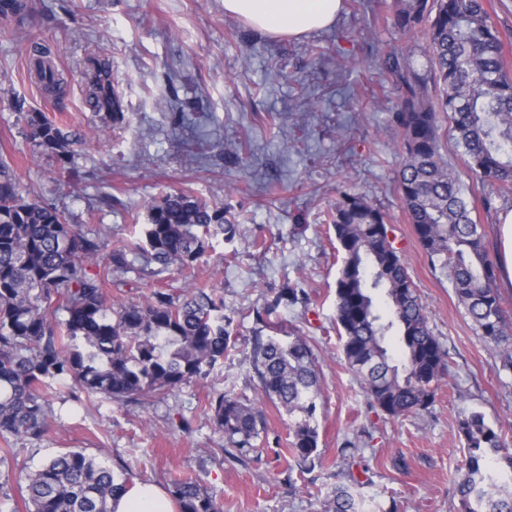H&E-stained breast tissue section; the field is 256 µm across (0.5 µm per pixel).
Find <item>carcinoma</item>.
Instances as JSON below:
<instances>
[{"label":"carcinoma","mask_w":512,"mask_h":512,"mask_svg":"<svg viewBox=\"0 0 512 512\" xmlns=\"http://www.w3.org/2000/svg\"><path fill=\"white\" fill-rule=\"evenodd\" d=\"M394 34L423 35L427 64L415 67L391 46L380 60L391 78L393 120L403 163L398 192L419 243L499 361L512 372V325L496 283L497 263L485 228L471 216L458 179L439 153L443 114L463 146L471 170L512 194V74L503 34L486 0H389ZM89 85L98 110L123 120L114 93L102 83L96 60ZM41 81L57 73L37 59ZM36 146L63 161L73 139L33 113ZM342 253L336 280V325L349 368L371 407L392 418L418 415L434 402L449 367L448 352L428 325L387 215L350 191L327 214ZM237 224L224 212L182 192L148 205L142 244L115 246L100 256V239L69 223L57 208L24 199L9 167L0 165V439L42 438L53 394H100L121 403H143L191 380L207 377L235 348L234 315L215 288L158 291L143 303L110 304L112 275L140 263L158 274L188 268L213 248L233 241ZM298 302L283 288L256 309L250 364L262 397L291 420L288 451L301 467L319 459L317 408L322 397L316 355L308 340L282 326V310ZM62 312L64 321L53 316ZM208 410L231 447L245 456L263 430L260 410L230 394L208 400ZM466 459L458 476V512H512V454L489 460L503 441L482 413L460 416ZM129 480L81 451L61 453L25 474L27 512H111L109 502ZM362 482L338 484L318 512H367ZM179 512H223V504L191 478L174 484Z\"/></svg>","instance_id":"cac0c4a2"}]
</instances>
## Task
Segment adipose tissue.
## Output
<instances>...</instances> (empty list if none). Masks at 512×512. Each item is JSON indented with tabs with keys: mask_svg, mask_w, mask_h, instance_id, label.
I'll list each match as a JSON object with an SVG mask.
<instances>
[{
	"mask_svg": "<svg viewBox=\"0 0 512 512\" xmlns=\"http://www.w3.org/2000/svg\"><path fill=\"white\" fill-rule=\"evenodd\" d=\"M342 0H224L225 13L266 32L297 37L331 25ZM112 512H175L174 503L159 486L132 481L111 503Z\"/></svg>",
	"mask_w": 512,
	"mask_h": 512,
	"instance_id": "ef3b65f1",
	"label": "adipose tissue"
}]
</instances>
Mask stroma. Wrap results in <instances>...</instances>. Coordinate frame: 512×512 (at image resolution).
<instances>
[{
    "label": "stroma",
    "instance_id": "1",
    "mask_svg": "<svg viewBox=\"0 0 512 512\" xmlns=\"http://www.w3.org/2000/svg\"><path fill=\"white\" fill-rule=\"evenodd\" d=\"M23 18H0V162L18 193L64 211L104 244L138 241L147 205L186 192L223 210L240 233L215 243L193 267L147 276L115 274L112 300L145 302L195 282L216 287L233 311L239 342L210 375L144 404L102 396L53 401L47 434L13 438L0 452V512H26L25 472L80 450L131 478L172 490L191 477L216 495L224 512H316V496L345 482L342 450L357 434L367 495L384 512H457L463 463L457 420L481 411L512 454V374L497 360L458 303L445 275L434 271L397 191L402 166L389 110L391 86L380 56L394 39L382 0H344L328 28L276 37L225 14L224 0H28ZM46 45L63 83L45 92L33 70L32 44ZM326 52L318 61L312 45ZM105 60L124 121L106 122L89 101V57ZM39 113L72 135L63 163L31 136ZM439 152L459 180L473 217L493 230L512 210L465 164L463 149L442 128ZM385 212L389 234L450 356L449 374L429 410L393 419L369 407L349 369L335 323L340 262L325 213L342 186ZM492 197L484 207V197ZM304 290L283 310L285 326L305 336L318 356L323 400L317 411L321 465L300 472L289 456L288 417L257 393L249 373L254 311L282 288ZM232 392L255 402L265 429L249 460L224 453V435L204 405Z\"/></svg>",
    "mask_w": 512,
    "mask_h": 512
}]
</instances>
